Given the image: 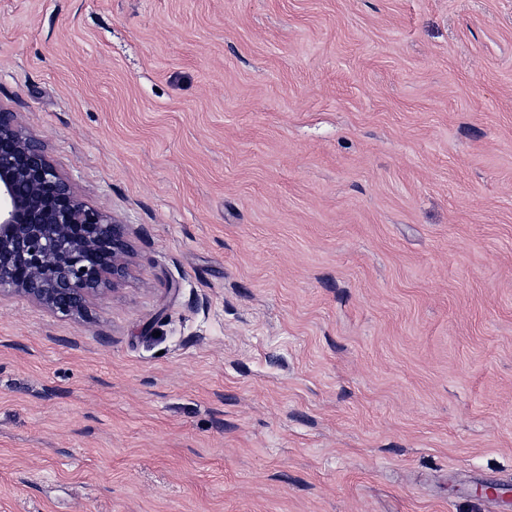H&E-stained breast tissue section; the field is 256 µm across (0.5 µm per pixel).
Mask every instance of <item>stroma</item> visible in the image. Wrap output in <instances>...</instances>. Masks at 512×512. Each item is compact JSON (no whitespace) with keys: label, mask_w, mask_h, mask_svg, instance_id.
<instances>
[{"label":"stroma","mask_w":512,"mask_h":512,"mask_svg":"<svg viewBox=\"0 0 512 512\" xmlns=\"http://www.w3.org/2000/svg\"><path fill=\"white\" fill-rule=\"evenodd\" d=\"M0 108L131 247L0 512H512V0H0Z\"/></svg>","instance_id":"stroma-1"}]
</instances>
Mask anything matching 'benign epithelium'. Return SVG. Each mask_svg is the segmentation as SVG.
<instances>
[{
	"label": "benign epithelium",
	"mask_w": 512,
	"mask_h": 512,
	"mask_svg": "<svg viewBox=\"0 0 512 512\" xmlns=\"http://www.w3.org/2000/svg\"><path fill=\"white\" fill-rule=\"evenodd\" d=\"M125 225L85 204L13 112L0 109V297L83 314L128 274Z\"/></svg>",
	"instance_id": "1"
}]
</instances>
